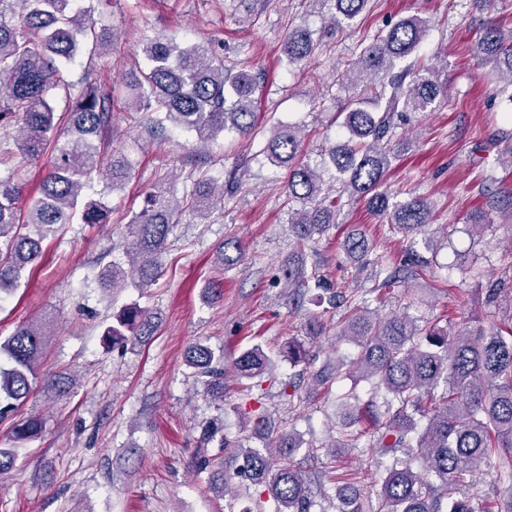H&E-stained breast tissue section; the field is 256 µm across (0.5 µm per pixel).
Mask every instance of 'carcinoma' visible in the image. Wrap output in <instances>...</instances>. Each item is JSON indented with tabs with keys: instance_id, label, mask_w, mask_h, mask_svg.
Here are the masks:
<instances>
[{
	"instance_id": "cac0c4a2",
	"label": "carcinoma",
	"mask_w": 512,
	"mask_h": 512,
	"mask_svg": "<svg viewBox=\"0 0 512 512\" xmlns=\"http://www.w3.org/2000/svg\"><path fill=\"white\" fill-rule=\"evenodd\" d=\"M336 14L330 24H352L369 0H329ZM430 21L418 15L403 17L388 31L362 45L356 57L337 75L341 85L363 86L364 96L351 98L342 107V127L347 139L329 152L330 174L300 155L302 130L278 125L263 154L267 162L288 168V196L300 203L288 223L297 243L326 233L336 223L342 197L363 200L375 215L385 216L415 242V236L433 222L434 203L412 198L391 201L384 188L386 176L399 150L404 118L410 112H427L443 91L434 67L398 64L417 54L426 39ZM96 36L91 13L76 7V0H0V131L13 137L16 151L4 147L0 164L18 155L14 170L0 178V296L15 291L28 268L42 255V243L79 216L83 224H108L111 211L101 200L85 194L92 173L108 179L114 189L128 182L132 167L127 158L112 151L105 158L97 144L112 125L114 91L105 89L87 72L67 85L69 112L66 132L60 134V117L51 91L58 87L61 68L75 60L80 45ZM312 32L298 27L288 33L284 54L288 64H300L313 53ZM477 54L492 65L500 95L512 101V29L490 23L476 44ZM147 69L138 77L122 79L125 101L134 112L158 114L156 122L195 134L206 143L226 130L242 138L256 131V77L246 69L224 66V57L200 44H180L157 34L142 44ZM49 155L50 169L40 195L18 208L23 187L19 182L26 162ZM191 212L207 219L224 203V188L207 182L190 194ZM185 206L173 199L165 182L145 195L139 212L126 225L129 268L112 262L101 272L104 289L131 284L150 287L160 276L174 224ZM346 258L366 270L387 289L397 279L415 278L428 262L413 256L398 267L371 257L372 245L364 234L349 233L343 240ZM224 267L238 264L242 247L227 240L219 248ZM290 288H307L305 273L294 266L282 269ZM332 305L349 307L351 316L342 328L356 346L350 359L325 358L311 375L323 388L348 379L349 392L336 400L341 425L330 443L308 445L312 457L340 458L360 432L353 429L367 417L374 429L372 447L385 455L417 449L423 471L412 466V455L395 458L384 468L378 492L382 512H475L472 499L489 497L476 480L484 463L499 460V481L509 485L506 496L495 501L493 512H512V315L489 328L456 333L439 322L418 324L407 314L380 316L365 301L332 292ZM154 316L132 303L112 315L102 342L122 349L147 342L155 334ZM50 328L45 322L26 321L12 334L0 338V422L12 420L15 447L0 448V480L17 469L16 449L24 448L43 432L38 416L13 420L17 406L36 387L56 397L66 387L55 375L40 371ZM294 365L310 367L315 359L296 338L284 350ZM190 376L202 380L203 393L224 401L227 375L260 378L276 362L259 345L244 350L230 366L224 355L198 341L186 350ZM372 383L368 399L360 401L356 386ZM232 448L233 473L224 461L210 454L208 445ZM303 447L300 434L280 432L269 438L265 451L241 446L224 433V421L212 419L201 430L200 446L193 456L194 470L209 475L210 489L225 494L232 479L250 490L262 487L275 502V512H310L311 491L305 473L293 465V455ZM337 512H363L355 486L338 491Z\"/></svg>"
}]
</instances>
